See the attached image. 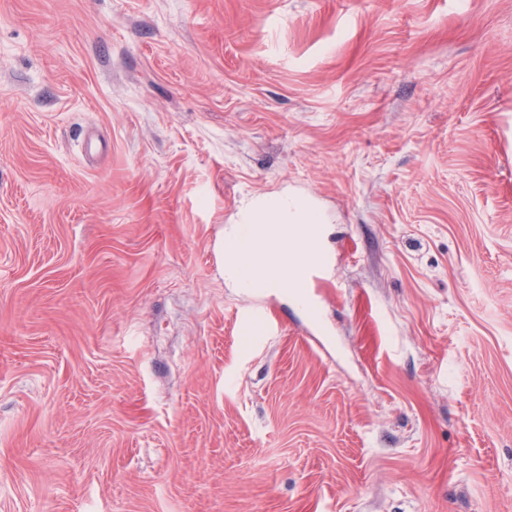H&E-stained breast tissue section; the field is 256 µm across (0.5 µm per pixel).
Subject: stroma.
Instances as JSON below:
<instances>
[{"label": "stroma", "instance_id": "35a3bbf8", "mask_svg": "<svg viewBox=\"0 0 512 512\" xmlns=\"http://www.w3.org/2000/svg\"><path fill=\"white\" fill-rule=\"evenodd\" d=\"M0 512H512V0H0ZM236 224L261 225L260 229L248 230L242 233L239 229L231 228L229 235L235 239L233 249L236 256L224 259V229L220 258L225 279L242 286L246 280L251 288H286L292 286L295 276V262L289 261L288 256L297 257L302 266L297 288L306 298V304L311 303L316 288H318L319 270L322 265L323 248L317 231L307 235H284L275 243L271 258L280 256L284 262L272 264L268 251L280 233L281 227L289 224L313 226L323 224L322 218L310 200L300 194L290 192H275L262 195L244 206ZM297 241L302 246L297 248ZM294 250H297L294 253ZM310 260L307 261L306 259ZM224 264V261H226ZM269 317L266 308L255 306L251 308L249 314L244 318L240 334L246 336L251 342L255 336H264L268 331Z\"/></svg>", "mask_w": 512, "mask_h": 512}]
</instances>
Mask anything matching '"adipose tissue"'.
Listing matches in <instances>:
<instances>
[{"mask_svg": "<svg viewBox=\"0 0 512 512\" xmlns=\"http://www.w3.org/2000/svg\"><path fill=\"white\" fill-rule=\"evenodd\" d=\"M239 228L230 229L236 255L223 266L225 279L253 288H283L292 285L294 264L271 263V250L281 228L289 224L313 226L322 218L310 200L300 194L275 192L262 195L244 206Z\"/></svg>", "mask_w": 512, "mask_h": 512, "instance_id": "1", "label": "adipose tissue"}]
</instances>
